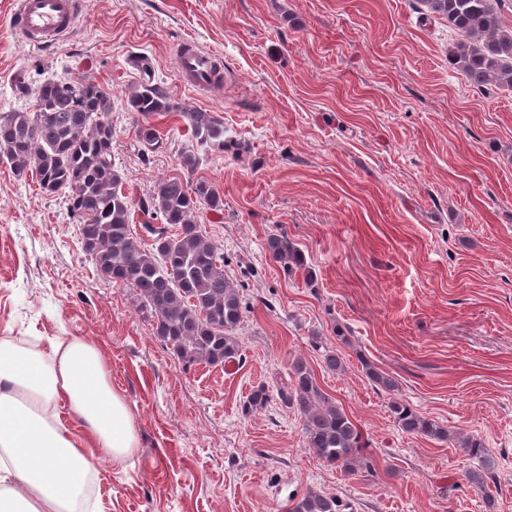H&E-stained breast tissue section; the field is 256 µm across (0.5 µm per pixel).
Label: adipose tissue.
Wrapping results in <instances>:
<instances>
[{
  "label": "adipose tissue",
  "mask_w": 512,
  "mask_h": 512,
  "mask_svg": "<svg viewBox=\"0 0 512 512\" xmlns=\"http://www.w3.org/2000/svg\"><path fill=\"white\" fill-rule=\"evenodd\" d=\"M113 459L138 446L125 401L91 342L66 336L49 347L0 341V512H95L93 467L57 412Z\"/></svg>",
  "instance_id": "ef3b65f1"
}]
</instances>
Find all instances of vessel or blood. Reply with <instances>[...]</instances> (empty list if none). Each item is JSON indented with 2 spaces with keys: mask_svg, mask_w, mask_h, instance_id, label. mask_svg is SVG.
<instances>
[{
  "mask_svg": "<svg viewBox=\"0 0 512 512\" xmlns=\"http://www.w3.org/2000/svg\"><path fill=\"white\" fill-rule=\"evenodd\" d=\"M79 9L76 0H18L12 16L15 31L31 48L57 42L72 28ZM179 74L188 85L214 87L223 84L224 74L215 58L185 42L177 51Z\"/></svg>",
  "mask_w": 512,
  "mask_h": 512,
  "instance_id": "1",
  "label": "vessel or blood"
}]
</instances>
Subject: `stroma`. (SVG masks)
Returning a JSON list of instances; mask_svg holds the SVG:
<instances>
[{"mask_svg":"<svg viewBox=\"0 0 512 512\" xmlns=\"http://www.w3.org/2000/svg\"><path fill=\"white\" fill-rule=\"evenodd\" d=\"M62 41L31 49L0 0V115L32 111L42 82L90 81L111 100L117 166L135 195L184 177L195 149L182 111L215 113L232 148L200 155L224 209L197 220L246 302L231 366H183L129 288L84 253L66 194L0 161V339L78 336L101 352L139 446L91 456L99 512H288L314 490L354 512H512V90L472 87L448 59L453 34L417 0H83ZM220 58L228 80L183 83V40ZM164 88L174 111L143 153L131 91ZM288 233L316 274L285 273L266 250ZM344 369L332 372L325 351ZM302 358L369 441L372 471L344 474L307 448L304 418L260 385ZM371 364L395 383L366 375ZM480 436L494 507L467 480L479 468L449 442L403 432L391 401Z\"/></svg>","mask_w":512,"mask_h":512,"instance_id":"35a3bbf8","label":"stroma"}]
</instances>
